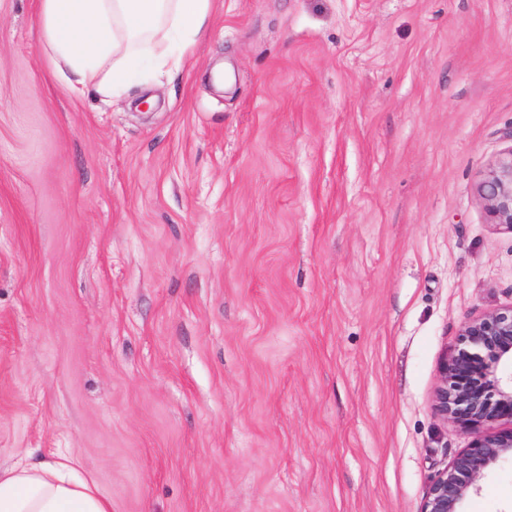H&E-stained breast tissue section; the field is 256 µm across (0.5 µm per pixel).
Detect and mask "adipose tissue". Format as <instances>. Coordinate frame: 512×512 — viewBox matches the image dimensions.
Returning a JSON list of instances; mask_svg holds the SVG:
<instances>
[{
  "mask_svg": "<svg viewBox=\"0 0 512 512\" xmlns=\"http://www.w3.org/2000/svg\"><path fill=\"white\" fill-rule=\"evenodd\" d=\"M211 0H40V21L70 95L114 98L137 74L179 68L200 41ZM93 479L66 460L0 468V512H111Z\"/></svg>",
  "mask_w": 512,
  "mask_h": 512,
  "instance_id": "1",
  "label": "adipose tissue"
}]
</instances>
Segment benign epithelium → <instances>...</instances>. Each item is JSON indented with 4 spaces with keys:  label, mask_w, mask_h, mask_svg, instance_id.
<instances>
[{
    "label": "benign epithelium",
    "mask_w": 512,
    "mask_h": 512,
    "mask_svg": "<svg viewBox=\"0 0 512 512\" xmlns=\"http://www.w3.org/2000/svg\"><path fill=\"white\" fill-rule=\"evenodd\" d=\"M478 193L491 223L512 229V150L489 168ZM433 409L472 441L434 476L421 512H463L485 471L512 460V305L464 325L457 352L441 365ZM505 420L510 427L495 428Z\"/></svg>",
    "instance_id": "7a95c632"
}]
</instances>
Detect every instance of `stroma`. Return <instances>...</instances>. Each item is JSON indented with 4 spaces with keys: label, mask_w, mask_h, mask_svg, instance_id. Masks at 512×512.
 <instances>
[{
    "label": "stroma",
    "mask_w": 512,
    "mask_h": 512,
    "mask_svg": "<svg viewBox=\"0 0 512 512\" xmlns=\"http://www.w3.org/2000/svg\"><path fill=\"white\" fill-rule=\"evenodd\" d=\"M512 150V0H212L176 73L58 84L0 0V467L112 512H420L433 411L512 304L478 194ZM464 512H512V462Z\"/></svg>",
    "instance_id": "obj_1"
}]
</instances>
